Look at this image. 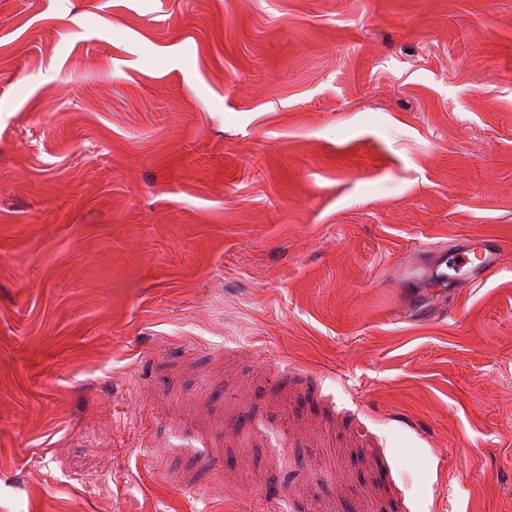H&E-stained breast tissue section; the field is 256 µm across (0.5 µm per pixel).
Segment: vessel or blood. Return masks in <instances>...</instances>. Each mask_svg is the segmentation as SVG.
Instances as JSON below:
<instances>
[{
    "instance_id": "obj_1",
    "label": "vessel or blood",
    "mask_w": 512,
    "mask_h": 512,
    "mask_svg": "<svg viewBox=\"0 0 512 512\" xmlns=\"http://www.w3.org/2000/svg\"><path fill=\"white\" fill-rule=\"evenodd\" d=\"M507 243L488 235L470 238L452 251H432L426 268L425 280L430 284H447L449 271H457L459 283L471 285L487 281L501 269Z\"/></svg>"
}]
</instances>
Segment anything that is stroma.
Instances as JSON below:
<instances>
[{
    "label": "stroma",
    "mask_w": 512,
    "mask_h": 512,
    "mask_svg": "<svg viewBox=\"0 0 512 512\" xmlns=\"http://www.w3.org/2000/svg\"><path fill=\"white\" fill-rule=\"evenodd\" d=\"M512 0H0V512H512ZM501 238L488 235L465 239L452 251L431 250L426 268L427 285H448V268L459 273L460 284H479L487 281L501 270L502 257L510 249Z\"/></svg>",
    "instance_id": "35a3bbf8"
}]
</instances>
